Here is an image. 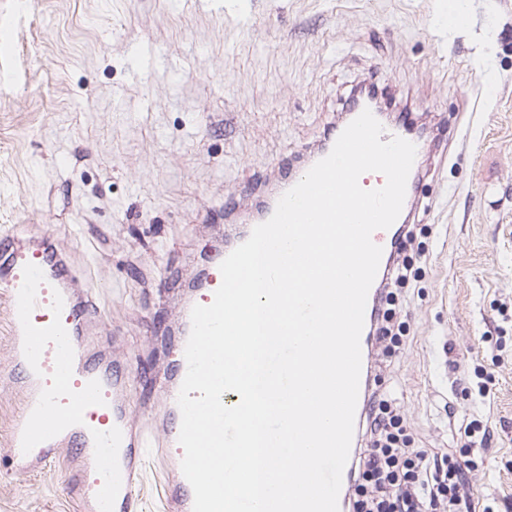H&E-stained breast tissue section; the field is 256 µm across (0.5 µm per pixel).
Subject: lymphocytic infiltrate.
<instances>
[{
	"instance_id": "lymphocytic-infiltrate-1",
	"label": "lymphocytic infiltrate",
	"mask_w": 512,
	"mask_h": 512,
	"mask_svg": "<svg viewBox=\"0 0 512 512\" xmlns=\"http://www.w3.org/2000/svg\"><path fill=\"white\" fill-rule=\"evenodd\" d=\"M420 274L416 259L396 257L384 308L376 317L384 357L398 356L406 343L409 327L400 318L402 291ZM482 428L481 421L472 420L457 449L439 453L417 448L393 400L374 393L363 422L366 446L352 463L354 512H461L462 467L475 456L471 436Z\"/></svg>"
}]
</instances>
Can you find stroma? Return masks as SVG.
Masks as SVG:
<instances>
[{
	"label": "stroma",
	"mask_w": 512,
	"mask_h": 512,
	"mask_svg": "<svg viewBox=\"0 0 512 512\" xmlns=\"http://www.w3.org/2000/svg\"><path fill=\"white\" fill-rule=\"evenodd\" d=\"M0 0V233H53L104 309L103 347L162 369L166 279L224 246L209 210L244 201L387 92L435 148L407 249L421 278L385 372L418 448L490 438L465 471L476 507L512 503V0ZM498 356L487 397L477 365ZM20 398L0 389V512H83L66 463L8 472Z\"/></svg>",
	"instance_id": "1"
}]
</instances>
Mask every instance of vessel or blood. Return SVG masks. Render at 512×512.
I'll return each instance as SVG.
<instances>
[{
    "mask_svg": "<svg viewBox=\"0 0 512 512\" xmlns=\"http://www.w3.org/2000/svg\"><path fill=\"white\" fill-rule=\"evenodd\" d=\"M382 141L397 136L412 142L424 157L428 142L408 124L384 123ZM307 166L286 174L276 188L254 185L253 210L244 223L230 225L222 252L204 257L200 268L182 275L176 286L183 306L178 333L188 340L191 309L208 305L222 282L219 270L226 253L245 242L253 228L274 213L284 192L307 173ZM418 169H411L396 226L373 233L383 249L365 309L361 334L362 370L355 427H362L372 376V323L381 285L390 272L418 189ZM0 302L7 312L11 369L8 387L23 397L8 440L10 458L21 468L41 470L63 460L72 470V484L84 512H139V485L153 443L132 419L131 375L126 364L107 350L87 349L88 336L105 325L103 310L81 290L72 273L70 252L50 234L35 245L19 244L15 236L0 237ZM187 372L184 352H177L169 371L140 375L153 387L164 408L168 448L164 498L169 512H192L193 490L181 471L184 449L178 442L181 413L177 405Z\"/></svg>",
    "mask_w": 512,
    "mask_h": 512,
    "instance_id": "b4317fda",
    "label": "vessel or blood"
}]
</instances>
